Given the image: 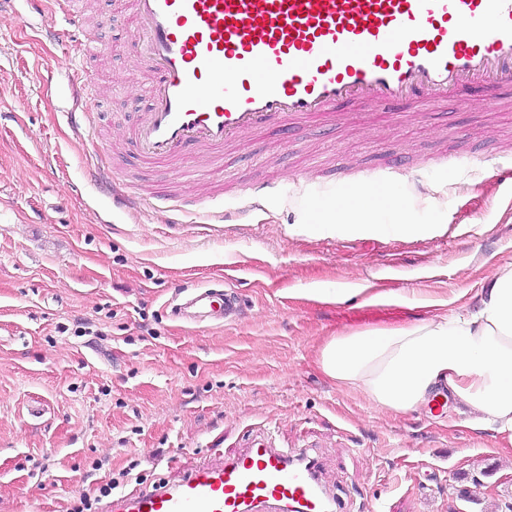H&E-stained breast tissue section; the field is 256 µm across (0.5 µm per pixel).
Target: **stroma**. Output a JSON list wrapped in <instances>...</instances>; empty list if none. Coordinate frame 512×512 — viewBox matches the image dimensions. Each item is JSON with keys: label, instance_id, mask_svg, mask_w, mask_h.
<instances>
[{"label": "stroma", "instance_id": "obj_1", "mask_svg": "<svg viewBox=\"0 0 512 512\" xmlns=\"http://www.w3.org/2000/svg\"><path fill=\"white\" fill-rule=\"evenodd\" d=\"M131 2L72 0L105 48L86 58L65 42L56 0H0V512H70L84 498L98 510L120 471L173 481L185 462L218 461L259 435L317 449L343 512H501L512 450L492 432L458 425L451 407L380 412L337 389L315 351L339 332L464 306L512 262V184L474 166L447 180L431 170L462 148L511 154L512 93L497 106L474 88L353 105L303 133H247L219 173L192 152L151 168L130 141L152 92ZM76 74L100 102L88 131L62 114ZM101 162L146 209L113 211L111 187L92 179ZM388 163L428 174L410 199L416 232L277 197L224 226L195 214L171 224L154 208L160 195L237 203L261 181L330 188ZM336 286L343 300L315 299ZM197 288L233 289L236 315L174 316V297ZM379 291L395 304H368Z\"/></svg>", "mask_w": 512, "mask_h": 512}]
</instances>
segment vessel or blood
Segmentation results:
<instances>
[{
	"label": "vessel or blood",
	"mask_w": 512,
	"mask_h": 512,
	"mask_svg": "<svg viewBox=\"0 0 512 512\" xmlns=\"http://www.w3.org/2000/svg\"><path fill=\"white\" fill-rule=\"evenodd\" d=\"M132 19L155 76L148 112L132 131L143 164L165 168L186 151L222 165L247 131L282 128L338 104L436 96L462 84L499 103L512 86V0H134ZM99 108L86 82L72 115ZM393 168L342 177L341 193L390 186ZM279 183L252 185L241 205L216 202L214 222L262 209ZM191 318L217 322L231 295L197 289ZM323 462L310 448L258 442L218 464L188 463L182 477L134 487L106 512H338Z\"/></svg>",
	"instance_id": "vessel-or-blood-1"
}]
</instances>
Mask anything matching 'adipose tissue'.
Listing matches in <instances>:
<instances>
[{
	"mask_svg": "<svg viewBox=\"0 0 512 512\" xmlns=\"http://www.w3.org/2000/svg\"><path fill=\"white\" fill-rule=\"evenodd\" d=\"M332 211L356 225L382 213L405 231L413 220L411 207L369 187L337 198ZM316 361L337 388L382 412L403 415L447 391L449 401L512 446V262L498 268L470 308L327 337Z\"/></svg>",
	"mask_w": 512,
	"mask_h": 512,
	"instance_id": "obj_1",
	"label": "adipose tissue"
}]
</instances>
